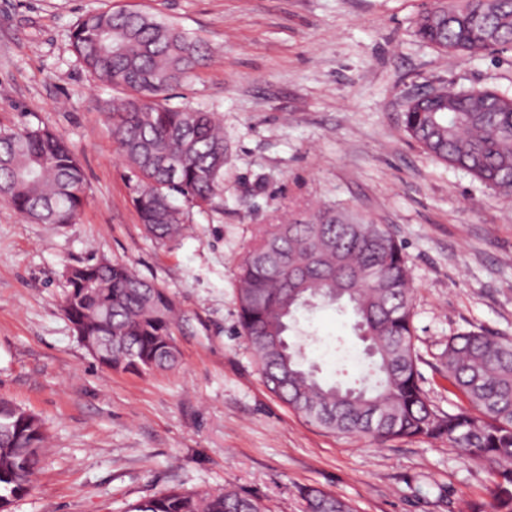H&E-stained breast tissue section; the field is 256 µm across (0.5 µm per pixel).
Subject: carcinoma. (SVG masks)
<instances>
[{
  "instance_id": "carcinoma-1",
  "label": "carcinoma",
  "mask_w": 512,
  "mask_h": 512,
  "mask_svg": "<svg viewBox=\"0 0 512 512\" xmlns=\"http://www.w3.org/2000/svg\"><path fill=\"white\" fill-rule=\"evenodd\" d=\"M420 17L417 32L456 54L512 48V0H459ZM76 62L123 92L106 101L107 129L124 164L131 204L157 243L180 238L193 213H224V128L217 113L170 104V91L206 60L203 42L139 9L101 8L69 33ZM407 135L429 155L512 195V98L442 88L403 113ZM0 201L35 223L74 224L88 202L82 166L43 124L0 128ZM68 320L75 334L104 336L108 367L131 373L175 368L181 358L172 298L125 264L106 257L71 267ZM351 304L371 364L354 385L324 384L288 340L296 313L319 302ZM240 332L265 385L292 411L327 432L394 440L446 439L496 468L490 507L512 512V340L461 333L440 355L444 377L466 406L444 411L420 386L411 274L400 245L381 224L332 206L260 232L237 271ZM47 436L42 420L0 399V512L36 482ZM306 512H354L316 488ZM126 512H265L235 489L172 487Z\"/></svg>"
}]
</instances>
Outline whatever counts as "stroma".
<instances>
[{"label":"stroma","mask_w":512,"mask_h":512,"mask_svg":"<svg viewBox=\"0 0 512 512\" xmlns=\"http://www.w3.org/2000/svg\"><path fill=\"white\" fill-rule=\"evenodd\" d=\"M127 6L203 41L207 59L171 93L224 125V213L148 238L105 122L114 92L77 64L69 30L87 11ZM435 0H0V128L45 122L87 179L77 223L37 224L0 202V398L37 415L50 448L11 512H126L179 486L233 487L267 512H303L300 488L355 512H470L490 503L494 467L447 441L322 431L264 384L240 334L236 264L258 230L333 204L385 225L413 284L422 386L460 400L439 372L448 339L483 328L512 339V202L430 157L403 114L421 88L512 96V50L450 55L416 34ZM108 257L179 305L173 370L138 375L94 360L61 310L67 267ZM321 380L366 367L351 307L299 312Z\"/></svg>","instance_id":"1"}]
</instances>
